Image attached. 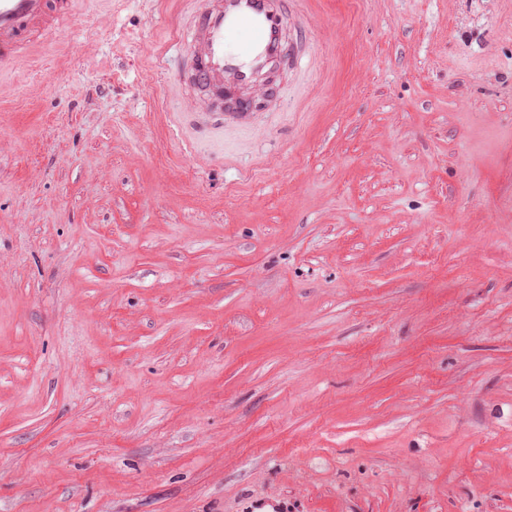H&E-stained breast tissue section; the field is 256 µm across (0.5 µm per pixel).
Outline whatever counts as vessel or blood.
Here are the masks:
<instances>
[{
    "label": "vessel or blood",
    "instance_id": "b4317fda",
    "mask_svg": "<svg viewBox=\"0 0 512 512\" xmlns=\"http://www.w3.org/2000/svg\"><path fill=\"white\" fill-rule=\"evenodd\" d=\"M202 10L190 33L193 77L199 112L192 122L201 133L223 131L226 123L246 124L248 102L224 109L226 91L251 85L287 51L283 0H200ZM69 12L68 0H0V73L17 63L35 30H51Z\"/></svg>",
    "mask_w": 512,
    "mask_h": 512
}]
</instances>
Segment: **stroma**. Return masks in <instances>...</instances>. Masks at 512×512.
<instances>
[{
    "label": "stroma",
    "mask_w": 512,
    "mask_h": 512,
    "mask_svg": "<svg viewBox=\"0 0 512 512\" xmlns=\"http://www.w3.org/2000/svg\"><path fill=\"white\" fill-rule=\"evenodd\" d=\"M195 9L0 76V512H512V0H288L220 136Z\"/></svg>",
    "instance_id": "35a3bbf8"
}]
</instances>
